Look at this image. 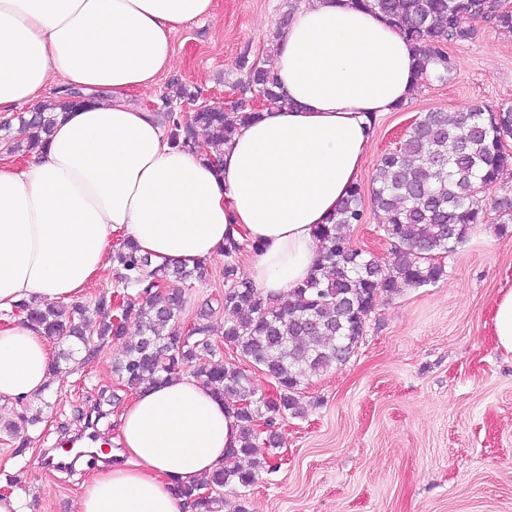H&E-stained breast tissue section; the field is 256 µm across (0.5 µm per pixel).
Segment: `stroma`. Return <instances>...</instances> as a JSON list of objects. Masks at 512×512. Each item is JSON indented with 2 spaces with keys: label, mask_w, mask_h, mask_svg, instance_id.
<instances>
[{
  "label": "stroma",
  "mask_w": 512,
  "mask_h": 512,
  "mask_svg": "<svg viewBox=\"0 0 512 512\" xmlns=\"http://www.w3.org/2000/svg\"><path fill=\"white\" fill-rule=\"evenodd\" d=\"M289 0H216L211 16L173 37L174 66L148 88L132 91L142 107L163 98L181 108L177 90L197 102L231 105L245 74L235 62L258 55L289 9ZM474 38L448 49L456 69L430 79L402 109L377 124L359 178L370 189L384 151L394 148L423 113L463 112L512 101V34L474 19ZM437 284L380 296L366 335L349 362L306 381L302 417L278 424L283 461L255 484L224 495V512H512V354L492 334L496 302L512 290V233L495 219L472 229L445 260ZM208 279L184 290V315L215 305L224 292V259ZM126 340L99 348L89 362L61 365L45 404L0 405V492L17 485L34 512H76L82 475L45 467L59 440L79 435L96 410L99 437H116L115 417L129 392L112 373ZM39 413L31 426L25 416ZM28 440L26 465L4 467L17 438Z\"/></svg>",
  "instance_id": "stroma-1"
}]
</instances>
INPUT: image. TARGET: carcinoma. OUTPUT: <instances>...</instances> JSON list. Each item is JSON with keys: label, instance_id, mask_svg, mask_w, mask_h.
<instances>
[{"label": "carcinoma", "instance_id": "obj_1", "mask_svg": "<svg viewBox=\"0 0 512 512\" xmlns=\"http://www.w3.org/2000/svg\"><path fill=\"white\" fill-rule=\"evenodd\" d=\"M380 14L397 28L415 50L421 80L435 73L441 81L453 72L448 44L472 40V19L483 17L497 28L512 32V11L500 0H354ZM274 47L254 58L243 54L236 66L245 71L241 96L227 112L211 106L192 114L190 121L166 111L172 144L195 149L197 132H207V144L218 154L237 131L256 117L251 95L259 92L268 108L289 105L276 91L272 66ZM83 105L79 98L49 99L36 112L20 117L26 143L11 145L15 152L42 148L51 136V111ZM512 104H477L453 118L440 111L426 112L411 126L395 148L383 153L372 178L371 203L383 212L381 231L391 246L393 261L383 264L353 242L351 228L365 221L362 187L355 184L342 201L331 224L317 232L318 263L302 285L288 292L282 304L237 276V258L260 246L229 238L224 244V344L261 370L273 391L257 394L246 370L234 363L208 365L213 356L212 310H203L189 326L180 321L183 287L189 280L206 278L205 264L152 266L130 240L114 249L115 288L124 290L126 311H111L112 295L95 304L97 336L85 335L86 307L61 304L44 310L21 303L17 312L49 338H72L87 359L114 337L126 333L127 319L137 321L140 336L129 344L113 370L130 390L148 387L194 368L193 376L224 399L240 421V447L206 479L181 490L193 512H218L221 490L248 487L259 473L271 467L282 445L276 422L286 416L301 417L305 407L298 398L304 381L343 366L365 336L370 315L381 295H396L405 288L435 284L446 276L440 259L467 240L472 228L486 221L487 210L496 213L501 232L512 224V191L486 204L485 188L512 174ZM165 291H159V288ZM262 420L265 429L257 428ZM265 448L260 454L257 449Z\"/></svg>", "mask_w": 512, "mask_h": 512}]
</instances>
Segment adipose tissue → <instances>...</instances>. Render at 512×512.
I'll return each mask as SVG.
<instances>
[{
  "label": "adipose tissue",
  "mask_w": 512,
  "mask_h": 512,
  "mask_svg": "<svg viewBox=\"0 0 512 512\" xmlns=\"http://www.w3.org/2000/svg\"><path fill=\"white\" fill-rule=\"evenodd\" d=\"M215 0H0V113L37 106L51 80L102 93L59 113L45 149L0 165V402L49 384L51 343L14 317L65 303L112 265L113 236L153 265L192 267L225 238L260 244L246 267L273 298L305 281L316 237L360 176L372 122L407 104L414 51L351 0H309L276 41L291 107L266 110L218 165L170 144L159 115L130 102L172 68V37ZM114 465L82 484L76 512H191L178 493L239 445L235 414L188 373L135 390L117 419Z\"/></svg>",
  "instance_id": "adipose-tissue-1"
}]
</instances>
